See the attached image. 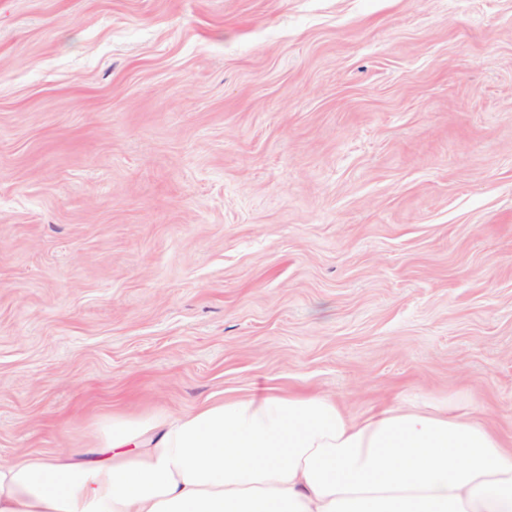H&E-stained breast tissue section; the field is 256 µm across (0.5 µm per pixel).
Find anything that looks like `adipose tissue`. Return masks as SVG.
<instances>
[{
	"label": "adipose tissue",
	"mask_w": 512,
	"mask_h": 512,
	"mask_svg": "<svg viewBox=\"0 0 512 512\" xmlns=\"http://www.w3.org/2000/svg\"><path fill=\"white\" fill-rule=\"evenodd\" d=\"M0 512H512V447L470 403L354 417L265 392L112 416L78 460L1 463Z\"/></svg>",
	"instance_id": "ef3b65f1"
}]
</instances>
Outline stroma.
Wrapping results in <instances>:
<instances>
[{
    "label": "stroma",
    "instance_id": "35a3bbf8",
    "mask_svg": "<svg viewBox=\"0 0 512 512\" xmlns=\"http://www.w3.org/2000/svg\"><path fill=\"white\" fill-rule=\"evenodd\" d=\"M266 387L512 439V0H0V463Z\"/></svg>",
    "mask_w": 512,
    "mask_h": 512
}]
</instances>
